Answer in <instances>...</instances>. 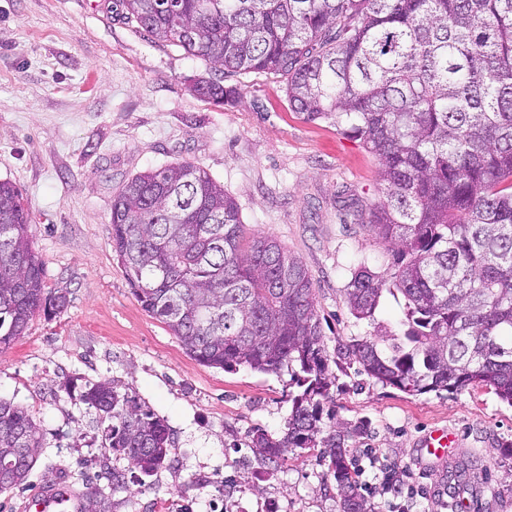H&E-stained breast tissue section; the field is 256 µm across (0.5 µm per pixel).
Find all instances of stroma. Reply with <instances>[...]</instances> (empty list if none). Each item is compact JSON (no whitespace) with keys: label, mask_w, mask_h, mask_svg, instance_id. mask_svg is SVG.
<instances>
[{"label":"stroma","mask_w":512,"mask_h":512,"mask_svg":"<svg viewBox=\"0 0 512 512\" xmlns=\"http://www.w3.org/2000/svg\"><path fill=\"white\" fill-rule=\"evenodd\" d=\"M116 0H0V180L32 211L47 288L66 294L56 315L36 314L0 353V397L26 407L43 446L25 484L0 494V512L51 484L72 488L94 512H220L227 494L275 502L278 512H338L318 449H289L270 463L248 446L251 429L282 433L291 409L288 373L226 372L186 354L166 324L134 297L112 251V197L129 179L191 163L239 203L247 232L271 235L308 268L328 352L337 340L396 326L384 296L374 321L344 303L352 274L384 271L391 254L364 224L342 223L348 198L382 196L380 162L334 126L292 112L284 82L227 73L117 20ZM236 88L218 106L193 94L197 79ZM326 427L369 423L349 440L364 471L413 473L420 495L367 496L372 512H512V406L488 387L409 395L358 373L333 370ZM135 391L173 431L153 476L105 453V432L79 400L85 382ZM457 436L440 459L418 448L430 427ZM125 476L113 491L111 470ZM220 480L202 486L198 475Z\"/></svg>","instance_id":"stroma-1"}]
</instances>
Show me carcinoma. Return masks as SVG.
Masks as SVG:
<instances>
[{
    "mask_svg": "<svg viewBox=\"0 0 512 512\" xmlns=\"http://www.w3.org/2000/svg\"><path fill=\"white\" fill-rule=\"evenodd\" d=\"M116 16L159 42L227 72L286 80L293 112L362 143L381 163L383 198L367 226L394 256L381 273L355 271L344 301L372 321L388 293L404 301L382 340L336 345V360L409 395L485 386L512 406V0H118ZM222 105L235 94L198 80ZM112 250L142 309L186 353L227 372L286 371V431L252 430L273 460L323 448L339 512H371L348 441L323 434L330 359L308 269L270 235H249L224 185L189 163L161 166L113 196ZM67 295L45 288L22 192L0 181V352L33 316ZM386 342L380 348V342ZM79 399L104 425V450L149 477L174 441L131 390L87 382ZM42 433L0 398V493L24 483Z\"/></svg>",
    "mask_w": 512,
    "mask_h": 512,
    "instance_id": "obj_1",
    "label": "carcinoma"
}]
</instances>
